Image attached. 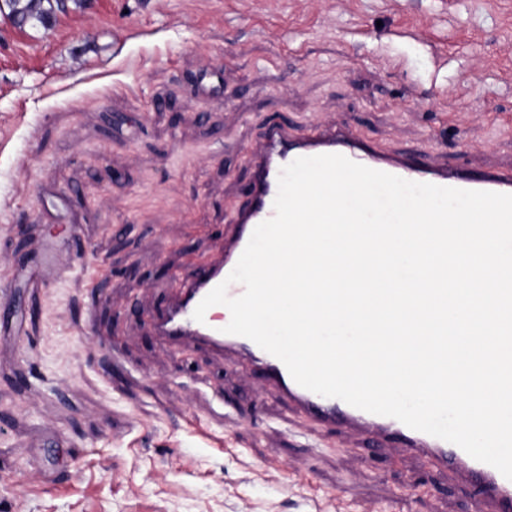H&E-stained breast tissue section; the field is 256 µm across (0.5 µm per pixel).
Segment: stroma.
<instances>
[{"label": "stroma", "mask_w": 512, "mask_h": 512, "mask_svg": "<svg viewBox=\"0 0 512 512\" xmlns=\"http://www.w3.org/2000/svg\"><path fill=\"white\" fill-rule=\"evenodd\" d=\"M224 94L192 83L203 62ZM512 169V0H87L0 13V258L70 248L0 339V512H480L145 316L222 248L267 124ZM48 483L37 484L30 461ZM8 8V17L20 26H49L62 10L61 0H1Z\"/></svg>", "instance_id": "35a3bbf8"}]
</instances>
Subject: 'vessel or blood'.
I'll return each instance as SVG.
<instances>
[{
	"mask_svg": "<svg viewBox=\"0 0 512 512\" xmlns=\"http://www.w3.org/2000/svg\"><path fill=\"white\" fill-rule=\"evenodd\" d=\"M321 154H340L413 182L512 194V171L467 176L451 172L426 158L383 153L364 145L343 128L315 127L297 138L280 126H269L263 141L250 156L253 177L248 198L235 213L231 231L224 237L223 251L201 264L191 278H177L167 285L166 302L154 312L151 320L155 336L172 348L190 345L218 355L230 354L257 379L259 388H274L296 410L319 425L342 424L365 435L376 446L401 439L405 452L446 469L462 480H478L479 501L489 512H512V480L494 467L473 459L455 444L411 429L394 418L371 414L340 399L323 397L301 387L278 358L246 337L224 333L222 306L209 308L204 321L194 320L193 313L201 300L218 284L226 282L255 227L273 217L281 169L296 158Z\"/></svg>",
	"mask_w": 512,
	"mask_h": 512,
	"instance_id": "1",
	"label": "vessel or blood"
}]
</instances>
